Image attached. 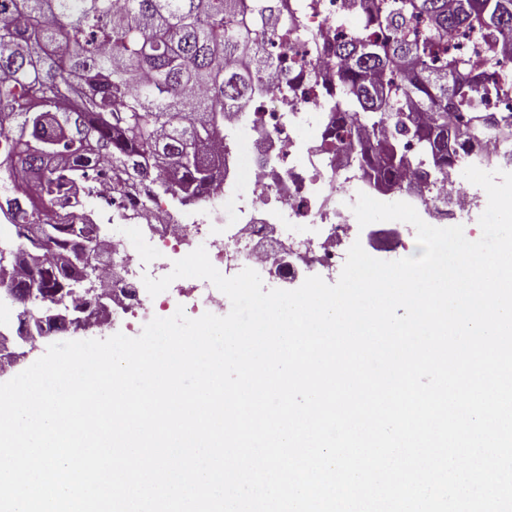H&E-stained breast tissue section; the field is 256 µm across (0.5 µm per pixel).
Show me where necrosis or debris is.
<instances>
[{
	"label": "necrosis or debris",
	"mask_w": 512,
	"mask_h": 512,
	"mask_svg": "<svg viewBox=\"0 0 512 512\" xmlns=\"http://www.w3.org/2000/svg\"><path fill=\"white\" fill-rule=\"evenodd\" d=\"M276 35L281 62L290 65L295 81L264 82L250 111L225 122L224 175L190 219L164 200L147 204L139 194H127L124 205L137 210L135 221L113 220L104 237L112 250L105 288L113 311L147 310L151 297L142 277L164 276L169 250L179 245L189 252L205 246L227 277L249 267L272 280L293 281L328 277L341 265L354 229L352 206L358 193L368 192L367 176L324 136L322 92L305 82L322 60L312 52L292 60L287 30L277 27ZM422 204L448 224L472 209L458 167L449 168Z\"/></svg>",
	"instance_id": "4bbe7bcc"
}]
</instances>
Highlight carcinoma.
<instances>
[{
    "instance_id": "1",
    "label": "carcinoma",
    "mask_w": 512,
    "mask_h": 512,
    "mask_svg": "<svg viewBox=\"0 0 512 512\" xmlns=\"http://www.w3.org/2000/svg\"><path fill=\"white\" fill-rule=\"evenodd\" d=\"M358 23L318 51L335 90L324 111L377 190L424 195L464 149L512 137V0H344ZM319 0H0V200L4 238L41 225L28 252L0 253L20 300L94 273V224L73 201L103 174L154 200L193 201L222 174L224 121L276 69L274 29L307 43ZM481 41L480 63L468 46Z\"/></svg>"
}]
</instances>
